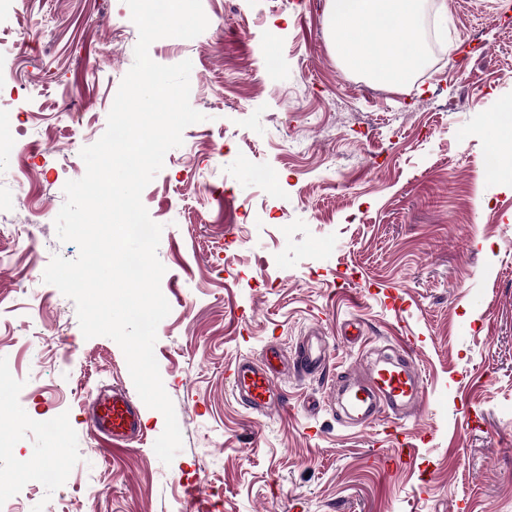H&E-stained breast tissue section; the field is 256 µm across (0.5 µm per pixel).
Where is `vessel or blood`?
<instances>
[{
    "mask_svg": "<svg viewBox=\"0 0 512 512\" xmlns=\"http://www.w3.org/2000/svg\"><path fill=\"white\" fill-rule=\"evenodd\" d=\"M414 348V338L404 337L399 359H385L373 365L365 381L351 392V414L364 426L376 423L387 412L416 410L421 387L408 362ZM326 358L327 348L319 336L307 337L297 352V364L307 374L316 372ZM280 362L279 353L273 349L266 350L263 362H236L229 374L234 393L262 413L282 407L283 400L274 386ZM87 422L112 450L128 449L141 433L139 410L132 398L119 389L92 402Z\"/></svg>",
    "mask_w": 512,
    "mask_h": 512,
    "instance_id": "1",
    "label": "vessel or blood"
}]
</instances>
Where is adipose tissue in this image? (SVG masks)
Masks as SVG:
<instances>
[{"mask_svg":"<svg viewBox=\"0 0 512 512\" xmlns=\"http://www.w3.org/2000/svg\"><path fill=\"white\" fill-rule=\"evenodd\" d=\"M329 34L350 68L381 84L413 83L426 58L416 35L421 0H328ZM391 18L386 39H378L383 18Z\"/></svg>","mask_w":512,"mask_h":512,"instance_id":"adipose-tissue-1","label":"adipose tissue"}]
</instances>
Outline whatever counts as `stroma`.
<instances>
[{
	"label": "stroma",
	"mask_w": 512,
	"mask_h": 512,
	"mask_svg": "<svg viewBox=\"0 0 512 512\" xmlns=\"http://www.w3.org/2000/svg\"><path fill=\"white\" fill-rule=\"evenodd\" d=\"M202 5L194 41L149 48L162 65L191 61L204 116L141 196L163 227L171 307L154 347L183 437L167 465L154 451L165 419L144 405L141 443L101 448L86 408L100 389L134 391L124 353L85 338L74 302L43 280L53 255L79 254L54 221L138 30L124 0H0V79L19 89L0 126L23 131L0 151V369L14 379L0 495L13 512H187L194 489L208 512H512V184L489 177L487 141L512 98V0H424L435 43L404 86L339 62L327 0ZM311 334L327 366L278 377L280 409L235 397L238 359L294 355ZM404 336L424 387L416 415L348 426L338 380ZM400 431L414 452L390 469ZM60 457L55 484L32 479Z\"/></svg>",
	"instance_id": "1"
}]
</instances>
